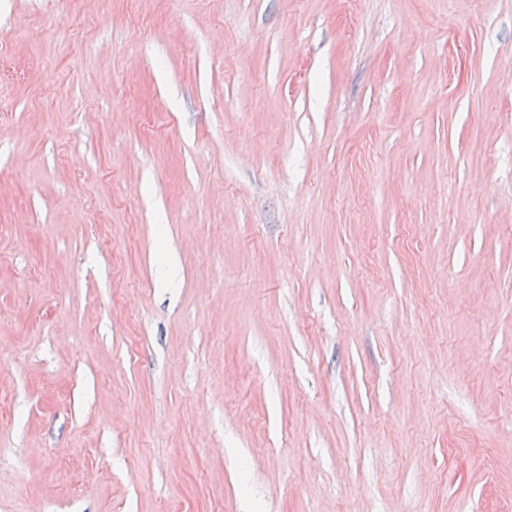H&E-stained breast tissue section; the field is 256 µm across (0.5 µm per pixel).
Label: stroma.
<instances>
[{"mask_svg":"<svg viewBox=\"0 0 512 512\" xmlns=\"http://www.w3.org/2000/svg\"><path fill=\"white\" fill-rule=\"evenodd\" d=\"M0 59V512H512V0H0Z\"/></svg>","mask_w":512,"mask_h":512,"instance_id":"obj_1","label":"stroma"}]
</instances>
